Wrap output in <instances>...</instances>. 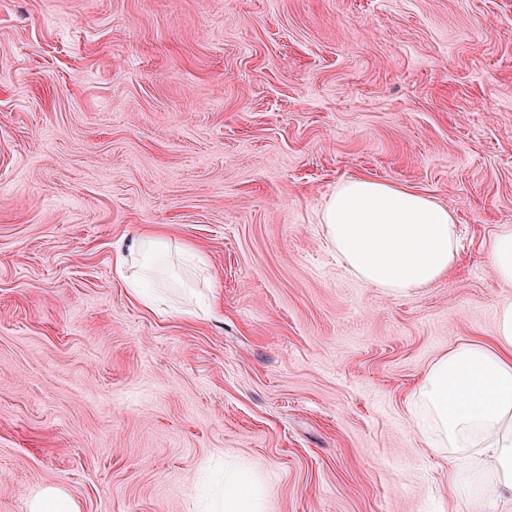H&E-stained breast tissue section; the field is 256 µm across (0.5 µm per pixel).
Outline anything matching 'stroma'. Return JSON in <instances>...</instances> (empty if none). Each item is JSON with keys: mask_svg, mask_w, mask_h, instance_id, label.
I'll return each instance as SVG.
<instances>
[{"mask_svg": "<svg viewBox=\"0 0 512 512\" xmlns=\"http://www.w3.org/2000/svg\"><path fill=\"white\" fill-rule=\"evenodd\" d=\"M366 177L455 211L448 279L348 275L319 213ZM512 0H0V512H500L415 434L430 362L512 300ZM164 232L156 298L113 264ZM486 261L500 281L512 285V224L499 225L489 244ZM269 489L245 464L224 466V495L211 512H265ZM29 512H78V509L64 492L48 487L32 499Z\"/></svg>", "mask_w": 512, "mask_h": 512, "instance_id": "obj_1", "label": "stroma"}]
</instances>
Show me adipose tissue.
<instances>
[{
	"label": "adipose tissue",
	"mask_w": 512,
	"mask_h": 512,
	"mask_svg": "<svg viewBox=\"0 0 512 512\" xmlns=\"http://www.w3.org/2000/svg\"><path fill=\"white\" fill-rule=\"evenodd\" d=\"M320 222L343 266L393 296L446 279L459 260L453 213L425 194L385 182H340ZM409 411L426 447L453 463L454 497L493 494L512 505V302L496 310L493 342L455 345L429 364ZM268 496L253 467L230 464L213 512H264Z\"/></svg>",
	"instance_id": "adipose-tissue-1"
}]
</instances>
